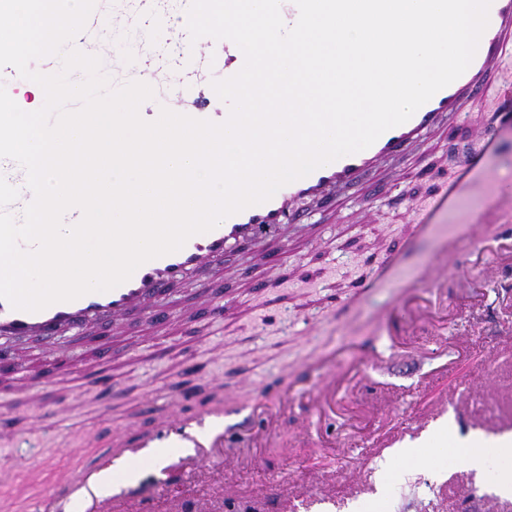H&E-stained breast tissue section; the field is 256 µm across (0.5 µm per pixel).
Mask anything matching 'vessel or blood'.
I'll return each instance as SVG.
<instances>
[{"label": "vessel or blood", "instance_id": "b4317fda", "mask_svg": "<svg viewBox=\"0 0 512 512\" xmlns=\"http://www.w3.org/2000/svg\"><path fill=\"white\" fill-rule=\"evenodd\" d=\"M511 36L512 0H492L488 26L466 71L439 90L407 122L384 132L369 148L341 157L283 186L267 202L227 217L209 232L193 235L180 250L145 262L130 279L109 291L57 302L37 312L13 309L0 299V340L54 336L89 324L121 322L131 312L151 305L186 273L223 258L231 246L256 242L266 230L295 221L298 202L314 200L358 182L383 159L403 154L420 133L435 125L444 114L462 111L464 97L478 95L487 85L499 66L502 46ZM183 51L189 62L162 85V99L180 100L186 85L203 73L215 71L228 78L244 64L241 50L228 40L209 49L187 42ZM211 104V97L201 93L185 103L181 112L200 120L224 121L225 113L211 111ZM153 412L151 431L137 438L131 454H109L107 460L90 461L79 472L57 465L52 488L37 499L33 512H60L64 503L76 506L79 512H86L91 505L96 506L97 512H136L142 492L127 482L129 465L148 461L159 448L199 447L210 435L224 429L220 420L205 425L188 422L172 402L154 406ZM104 479L115 486L116 492L112 503L102 506L95 487Z\"/></svg>", "mask_w": 512, "mask_h": 512}]
</instances>
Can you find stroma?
I'll return each mask as SVG.
<instances>
[{"instance_id": "35a3bbf8", "label": "stroma", "mask_w": 512, "mask_h": 512, "mask_svg": "<svg viewBox=\"0 0 512 512\" xmlns=\"http://www.w3.org/2000/svg\"><path fill=\"white\" fill-rule=\"evenodd\" d=\"M139 17L136 0H99L103 73L122 69L117 35ZM186 32L185 12L157 0L151 39L169 66ZM509 80L512 39L462 118L337 197L302 203L300 222L188 273L161 300L162 323L148 308L109 330L18 345L0 367V512H31L57 449L82 468L179 390L194 421L266 403L219 446L223 484L175 483L200 512H512L492 490L497 463L478 474L448 458L455 440L512 433V253L490 247L512 238ZM473 224L487 236L478 246ZM433 269L446 287H433ZM62 345L65 368L42 382ZM287 380L304 396L282 407ZM49 407L48 428L31 430ZM375 432L399 434L419 462L394 471L397 448L373 447Z\"/></svg>"}]
</instances>
